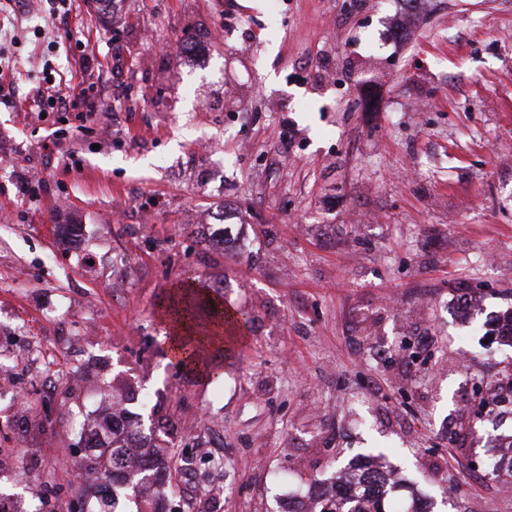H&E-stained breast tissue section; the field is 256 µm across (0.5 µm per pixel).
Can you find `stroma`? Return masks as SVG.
Here are the masks:
<instances>
[{
  "mask_svg": "<svg viewBox=\"0 0 512 512\" xmlns=\"http://www.w3.org/2000/svg\"><path fill=\"white\" fill-rule=\"evenodd\" d=\"M98 17L94 0L55 20L0 8V355L42 348L0 388V512H96L74 419L110 400L141 415L174 490L121 487L123 512H282L369 454L401 480L392 510L415 494L512 512L492 473L512 441V0H115ZM85 54L112 118L47 155L61 115L29 118L33 90ZM218 213L247 250L214 245ZM188 269L251 316L203 375L161 339ZM206 436L224 470L183 483Z\"/></svg>",
  "mask_w": 512,
  "mask_h": 512,
  "instance_id": "35a3bbf8",
  "label": "stroma"
}]
</instances>
